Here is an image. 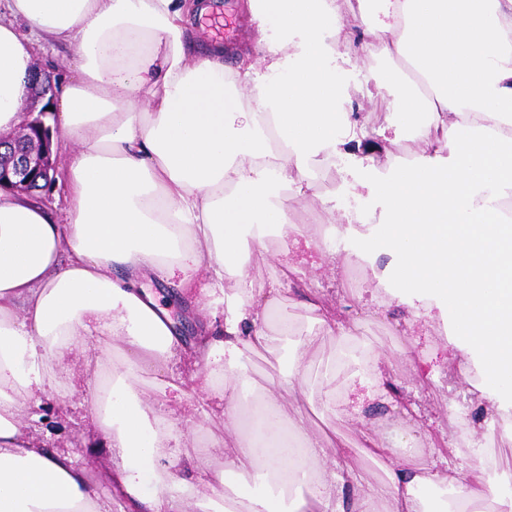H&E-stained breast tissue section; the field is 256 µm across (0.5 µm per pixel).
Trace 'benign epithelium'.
<instances>
[{"label":"benign epithelium","instance_id":"obj_1","mask_svg":"<svg viewBox=\"0 0 512 512\" xmlns=\"http://www.w3.org/2000/svg\"><path fill=\"white\" fill-rule=\"evenodd\" d=\"M51 92H53L52 76L40 73L38 82L32 88L30 100L24 107V111L31 116V119L18 135L9 138L0 135V146L27 140L31 129L43 124L41 115L47 112L48 106L45 105L39 109L37 104ZM54 172H56V162L51 157L50 139L47 137L35 139L27 145L25 151L14 153L9 160L0 163V187L8 186L13 191L28 194L40 186L46 188L53 184Z\"/></svg>","mask_w":512,"mask_h":512}]
</instances>
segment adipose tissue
<instances>
[{"label": "adipose tissue", "mask_w": 512, "mask_h": 512, "mask_svg": "<svg viewBox=\"0 0 512 512\" xmlns=\"http://www.w3.org/2000/svg\"><path fill=\"white\" fill-rule=\"evenodd\" d=\"M185 0H5L0 7V132L18 131L42 43L68 46L71 77L56 78L54 114L74 149L66 158L69 208L47 207L0 189V512H111L98 485L117 486L132 512H512V495L485 479L479 463L460 470L389 463L366 439L381 470L327 473L322 441L301 402L303 359L257 387L245 355L310 346L277 307L279 282L243 287L255 249L268 237L296 239L289 192L312 186L315 163L350 144L365 160L389 153L417 124L434 139L411 161L374 172L361 187L379 215L322 200L329 224L352 241L353 262H388L370 302L385 298L426 324L443 322L460 354L461 376L476 383L492 418L512 416V0H386L358 48L336 0H247L256 28L254 62L224 72V46L187 58ZM398 58L377 89L396 95L386 123L346 112L343 75L359 54ZM208 265L234 282L224 325L207 351L224 355V410L210 427L233 426L224 468L209 444L167 457L165 419L145 404L143 374L161 371L162 395L184 380L167 372L183 344L166 308L143 287L188 281ZM319 330L336 337L318 392L336 417L364 399L387 396L382 367L357 372L344 392L336 370L357 358L350 331L315 298L304 303ZM93 336L124 338L119 363L89 380L95 421L112 450L92 473L68 451L47 452L26 432V401L60 399L56 360ZM208 479L195 499L181 478ZM355 489L345 497L346 486Z\"/></svg>", "instance_id": "adipose-tissue-1"}]
</instances>
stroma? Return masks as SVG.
Listing matches in <instances>:
<instances>
[{"mask_svg":"<svg viewBox=\"0 0 512 512\" xmlns=\"http://www.w3.org/2000/svg\"><path fill=\"white\" fill-rule=\"evenodd\" d=\"M234 38V46L224 54L225 68L232 69L253 51V26L245 8V0H212ZM400 59L363 56L349 76L350 100L355 114L367 117L369 130H376L390 112L395 96L385 91L368 96L378 72L386 66H400ZM360 153L349 148L338 162L320 170L315 183L303 194L290 198L289 216L302 231L320 235L329 229L320 198H330L345 207L355 204L361 214L374 211L375 204L354 186V173ZM370 264L342 265L341 261L317 260L315 265L301 266L295 273L281 274L272 265L260 264L252 275L257 281L277 278L281 281L282 309L303 330H311L312 322L301 304L305 289L321 295V301L336 313L349 328V343L359 349L371 347L386 353L392 361L388 372L397 389L394 402L373 401L366 405L360 419L332 421L313 411L312 420L320 429L337 428L347 442L344 452L325 448L323 457L329 471H366L377 474L376 466L358 451L362 433L374 429L385 443L408 433L433 443L437 451L457 464H468L481 457L497 468L512 466V440L492 429L476 389L460 379L458 353L446 339L443 327L427 328L414 321L406 311L393 305H366L353 296L356 285L370 276ZM158 296L164 297L171 313H183L188 328L179 332L186 346L196 345L201 328L212 312L223 309V293L218 289L208 267H200L183 287L155 283ZM98 356L91 345L73 349L57 366L58 374L71 385L66 402L42 399L29 404L27 433L34 445L51 451H71L82 465L92 470L111 466L112 452L95 425V401L87 390V382L95 371ZM194 393L190 404L165 399L155 389L152 375H144L141 383L156 413L188 429L191 412L218 410L222 400L214 388L205 386L203 377L191 364L179 366Z\"/></svg>","mask_w":512,"mask_h":512,"instance_id":"obj_1","label":"stroma"}]
</instances>
